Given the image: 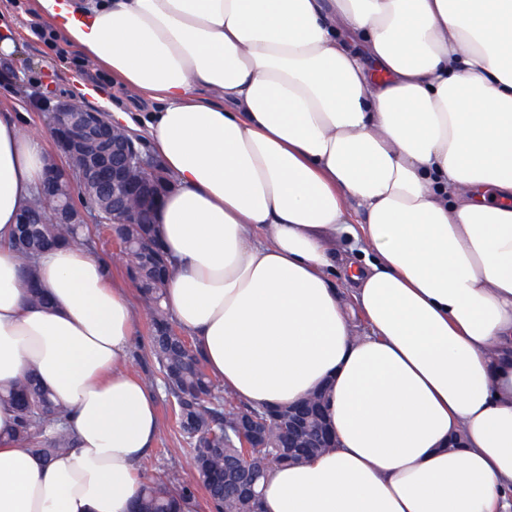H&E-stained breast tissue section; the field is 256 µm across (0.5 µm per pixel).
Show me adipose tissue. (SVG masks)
<instances>
[{
    "label": "adipose tissue",
    "mask_w": 512,
    "mask_h": 512,
    "mask_svg": "<svg viewBox=\"0 0 512 512\" xmlns=\"http://www.w3.org/2000/svg\"><path fill=\"white\" fill-rule=\"evenodd\" d=\"M36 7L158 105L100 100L176 183L155 226L167 307L211 376L255 406L329 389L337 446L270 472L261 512H512V0ZM45 164L1 112L0 388L35 373L73 446L18 447L1 400L0 512H129L157 405L104 260L42 252L49 302L29 300L12 244ZM345 236L360 259L340 269Z\"/></svg>",
    "instance_id": "ef3b65f1"
}]
</instances>
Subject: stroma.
<instances>
[{"label":"stroma","instance_id":"stroma-1","mask_svg":"<svg viewBox=\"0 0 512 512\" xmlns=\"http://www.w3.org/2000/svg\"><path fill=\"white\" fill-rule=\"evenodd\" d=\"M35 0H0V25L6 26L16 42L11 55L0 56V107H22L27 113V132L48 137V110L43 99L73 98L77 81H85L96 91L82 97L84 106L99 109L98 95H105L114 108L129 110L131 97L109 75L58 39L51 25L35 30L38 22ZM130 297L136 312V336L127 362L128 370L149 386L156 398L160 432L146 458L143 476L153 478L178 470L183 482L198 485L199 479L189 464L188 455L176 432L169 396L157 377L151 357L152 321L138 289Z\"/></svg>","mask_w":512,"mask_h":512}]
</instances>
